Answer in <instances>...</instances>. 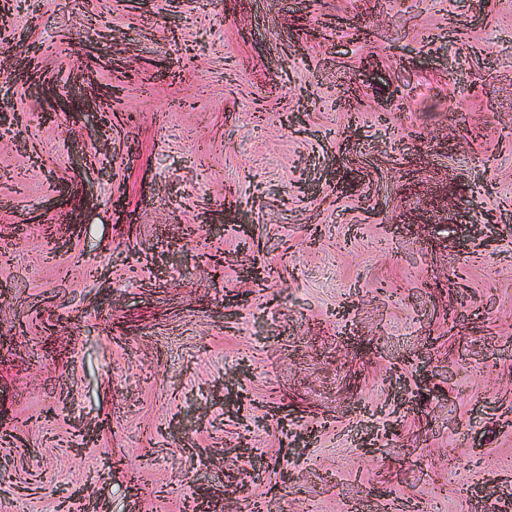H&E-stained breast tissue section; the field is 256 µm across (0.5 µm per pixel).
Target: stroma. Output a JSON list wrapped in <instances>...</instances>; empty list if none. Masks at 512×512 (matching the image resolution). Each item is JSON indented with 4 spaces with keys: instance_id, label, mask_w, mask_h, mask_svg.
Segmentation results:
<instances>
[{
    "instance_id": "35a3bbf8",
    "label": "stroma",
    "mask_w": 512,
    "mask_h": 512,
    "mask_svg": "<svg viewBox=\"0 0 512 512\" xmlns=\"http://www.w3.org/2000/svg\"><path fill=\"white\" fill-rule=\"evenodd\" d=\"M8 28L0 512L507 501L512 0H22Z\"/></svg>"
}]
</instances>
